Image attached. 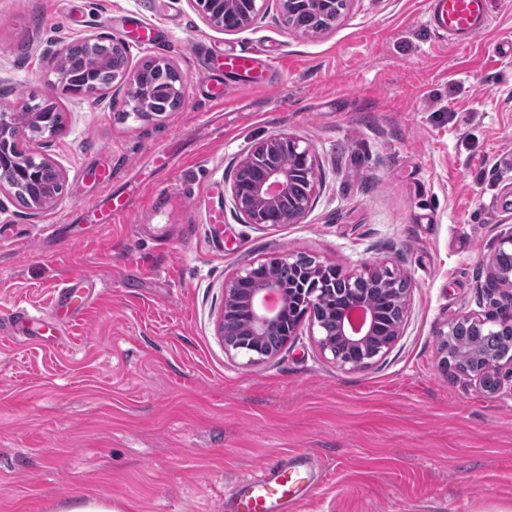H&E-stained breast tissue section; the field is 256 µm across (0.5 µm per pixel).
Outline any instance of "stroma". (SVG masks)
Wrapping results in <instances>:
<instances>
[{
  "mask_svg": "<svg viewBox=\"0 0 512 512\" xmlns=\"http://www.w3.org/2000/svg\"><path fill=\"white\" fill-rule=\"evenodd\" d=\"M465 46L427 22V0H349L340 22L302 34L278 0L247 27L208 26L188 0H0V103L59 98L65 128L45 152L64 189L38 217L0 193V512H60L79 496L124 512H231L244 479L305 457L315 490L300 512H512V389L489 394L439 365L448 320L487 310L481 286L512 227V0ZM161 25L188 78L183 105L150 120L123 97L61 93L44 56L61 40ZM261 46L271 84L204 98L202 45ZM288 133L308 143L319 186L298 224L245 223L237 163ZM175 144L152 183L154 150ZM139 187L135 217L77 210ZM224 222L208 223L209 210ZM288 252L352 270L383 261L412 282L399 342L347 372L307 327L248 363L217 334L224 282ZM91 290L57 345L18 335L15 311L52 312L57 287Z\"/></svg>",
  "mask_w": 512,
  "mask_h": 512,
  "instance_id": "stroma-1",
  "label": "stroma"
}]
</instances>
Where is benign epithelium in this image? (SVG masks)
Segmentation results:
<instances>
[{
	"mask_svg": "<svg viewBox=\"0 0 512 512\" xmlns=\"http://www.w3.org/2000/svg\"><path fill=\"white\" fill-rule=\"evenodd\" d=\"M212 27L224 29L232 21L238 28L249 25L264 9L267 0H247V8L238 13V0H224V10L216 8L214 0H188ZM284 23L295 29L312 16H330L336 12L337 0H279ZM117 49L125 56L115 69L116 83L112 95L123 94L131 111L144 114L149 109V93L140 75L129 67V44L119 39ZM68 45L47 54L50 72L62 80V61ZM52 114L24 103L0 105V154L10 152L12 144L28 142L36 159L52 167L59 182L63 171L42 151L44 138L54 134L50 128ZM258 169L259 174L247 183L234 179L231 197L245 223L256 225L298 224L309 212L318 188L316 159L310 146L290 134H279L258 142L239 161L238 172ZM38 172L20 165L16 168V184L7 189L11 195L18 185L36 182ZM278 263L292 267L304 265L302 279L317 283L332 272L343 278V304L338 309L322 310L321 288H297L296 298L305 305L304 317L309 320L310 336L322 357L346 371L367 369L387 355L402 335L409 312L411 288L409 277L393 270L384 262L344 272L338 265L314 257L284 254ZM484 288L492 297L494 308L483 314H463L451 319L447 329L439 332L441 364L452 367L480 389L493 392L501 388L502 371L512 372V357L485 353L477 358L464 359L459 351H448V337L460 336L465 344L470 331L483 330L491 335L498 326L512 327V227L500 233L498 246L487 261ZM276 295L283 305L289 299L267 259H258L224 282V312L219 333L228 352L243 353L248 362L257 363L275 355L271 349L258 347L247 350L237 344V337L264 339L279 334L282 312L266 305V297ZM386 296L390 319L385 330L378 328V316L372 297Z\"/></svg>",
	"mask_w": 512,
	"mask_h": 512,
	"instance_id": "obj_1",
	"label": "benign epithelium"
}]
</instances>
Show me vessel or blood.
<instances>
[{
	"mask_svg": "<svg viewBox=\"0 0 512 512\" xmlns=\"http://www.w3.org/2000/svg\"><path fill=\"white\" fill-rule=\"evenodd\" d=\"M429 24L455 45H465L482 34L489 25L487 0H428ZM127 35L145 47H156L165 41L164 29L156 24L138 21L126 28ZM207 67L201 84L209 100L220 101L231 87L229 78L253 84L263 83L277 69L275 57L250 47L229 53L206 50ZM174 149L161 148L151 155V176L161 179L175 167ZM133 206L131 196L108 195L105 199L83 207L82 215L89 224H112L129 216ZM86 308V299L74 283L58 290L54 314L68 320L78 318ZM313 483L307 470L298 467H274L261 478L244 482L236 497L235 512H299Z\"/></svg>",
	"mask_w": 512,
	"mask_h": 512,
	"instance_id": "vessel-or-blood-1",
	"label": "vessel or blood"
}]
</instances>
